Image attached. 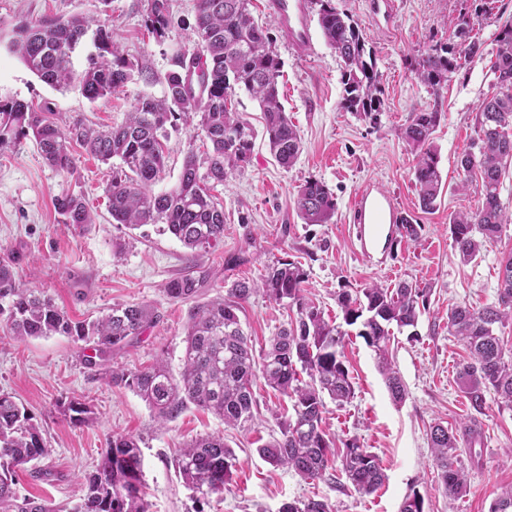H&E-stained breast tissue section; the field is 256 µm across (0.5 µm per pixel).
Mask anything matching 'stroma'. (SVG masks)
<instances>
[{
    "label": "stroma",
    "instance_id": "stroma-1",
    "mask_svg": "<svg viewBox=\"0 0 512 512\" xmlns=\"http://www.w3.org/2000/svg\"><path fill=\"white\" fill-rule=\"evenodd\" d=\"M264 2L253 0V15L272 28L282 62L280 100L300 132L302 151L291 169L281 168L269 151L258 102L237 91L233 102L255 138L250 162L218 188L224 203L222 243L193 251L158 225L130 229L113 223L105 194L112 175L108 165L77 148L73 173L60 172L44 162L32 140L23 139L0 145V262L12 265L26 286L46 291L76 320L102 316L117 304L152 307L156 317L150 327L111 353L106 364L134 371L163 358L175 374L182 368L191 305L169 300L164 286L191 264L211 270L203 294L210 300L224 295L234 281L260 280L277 260L298 261L307 273L304 287L310 297L338 324L343 321L336 304L340 290L356 292L374 282L394 288L404 281L429 289L416 336L398 332L390 342L407 388L405 399H391L373 349L351 326L345 356L355 395L342 406L326 404V434L337 442L358 438L375 453L386 474L384 486L376 494L361 495L339 472L306 481L265 462L257 448L261 440L278 435L275 414L290 401L264 380L253 386L256 419L250 426H225L190 403L161 427L138 395L106 382L86 365L84 343L52 336L23 343L0 340V391L28 409L49 448L48 456L20 473L16 491L19 497L71 512L83 494L81 477L95 470L113 435L129 434L141 449L150 512H278L283 503L309 497L328 502L333 512H400L414 490L423 497L425 512H489L502 488L512 486V464L505 460L512 448V407L488 400L479 418L480 442L460 447L468 491L459 498L445 495L437 483L429 428L438 421L455 428L470 416L457 380L467 353L448 333V311L460 304L476 309L494 304L499 260L512 252L511 223L493 248L461 264L448 224L450 214L482 203L480 180L457 191V161L470 149L480 101L492 91L496 37L512 21V0H335L364 28L382 75L384 107L374 126L342 109L341 60L320 28L312 30L313 54L298 57ZM148 7V0H0V98L49 108L64 128L79 120L96 129L123 123L139 96L163 95L176 51L194 45L195 0H170L172 23L160 40L145 27ZM77 13L113 25L126 56L138 66L133 80L109 99L92 103L78 90L42 82L5 46L17 25ZM462 31L480 42L481 54L440 95H431L414 66L434 47L456 43ZM432 108L444 114L434 144L445 189L436 210L425 213L414 183V155L400 130L410 113ZM203 138L201 129L182 123L168 128L167 169L153 193L177 184L186 156ZM309 179L324 182L336 198L330 223L306 224L297 216V190ZM373 182L395 199L402 215L420 222L418 240L397 239L380 262L363 258L349 224L353 198ZM66 190L83 194L94 224L78 229L62 223L55 200ZM288 313L259 293L244 303L239 317L260 351ZM74 396L85 397L92 407L86 423L71 422L57 408ZM211 433L223 434L235 452L236 467L223 495L204 498L183 483L173 458L191 439Z\"/></svg>",
    "mask_w": 512,
    "mask_h": 512
}]
</instances>
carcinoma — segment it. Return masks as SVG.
<instances>
[{
    "label": "carcinoma",
    "instance_id": "carcinoma-1",
    "mask_svg": "<svg viewBox=\"0 0 512 512\" xmlns=\"http://www.w3.org/2000/svg\"><path fill=\"white\" fill-rule=\"evenodd\" d=\"M317 22L327 45L343 63L342 108L376 123L382 108V88L365 31L333 0H319ZM251 0H196L192 26L195 46L176 55V70L166 77V92L156 98L141 95L124 123L95 130L77 121L63 130L52 112L40 111L24 101L0 99V145L29 138L44 161L63 171L73 170L71 144L112 167L107 187L109 213L117 224L136 228L160 224L162 231L186 248L201 251L224 240V206L213 194L228 174L250 161L254 131L236 111L235 88L257 99L264 115V132L278 164L292 167L301 152L299 131L280 101L278 78L281 60L273 49L270 28L259 24L250 10ZM171 23L169 0H149L145 25L155 38L164 37ZM94 51L77 70L74 55L88 32ZM114 28L94 17L72 15L25 22L14 30L7 49L46 84L74 88L90 101L108 99L134 76L135 65L124 54ZM464 40L439 47L417 62L416 74L434 95L448 87L480 51V43L463 32ZM492 64L495 92L480 104L474 150L457 162L462 177L457 188L468 187L479 174L483 187L481 207L457 212L450 218L454 246L463 264L497 243L508 218L499 200V187L507 163L512 161V24L504 25L496 39ZM442 118L435 109L410 114L402 131L415 155L413 174L419 187L420 208L437 206L443 184L440 157L432 135ZM198 120L209 147L202 155L188 153L177 186L154 194L151 186L165 168L162 139L166 124ZM306 224H326L336 211L334 194L318 179H309L294 201ZM55 209L66 224H90L92 217L82 196L65 192ZM307 278L300 263L279 261L268 267L258 283L235 281L227 297L196 305L189 317L180 377L159 361L144 370H111L105 378L133 390L155 412L159 423L194 403L224 420L228 427H246L254 420L252 385L256 377L292 401V414L278 417L280 435L258 448L275 467L292 468L305 480L322 478L336 466L354 491L378 492L385 473L377 456L357 438L334 446L322 429L325 399L342 406L355 389L344 363L345 332L325 319L305 295ZM211 280L210 269L196 264L170 280L164 293L171 300L198 298ZM295 309L293 318L278 328L269 347L255 355L238 311L257 293ZM428 293L406 282L391 290L373 284L362 294L336 293L346 325L361 324L358 336L376 352L378 366L394 401L405 397L404 383L389 360L394 331L416 327L426 310ZM6 317L4 335L17 341L66 336L93 346L103 356L127 346L153 323L154 311L143 304L116 305L105 315L78 321L59 309L43 291L16 282L12 270L0 265V317ZM512 319V253L500 261L497 303L474 309L457 305L448 311V332L462 342L467 360L458 371L461 389L474 415L460 433L437 422L430 427L433 466L444 491L461 497L468 491L467 475L457 463L459 436L480 440L477 416L484 414L487 395L512 406V359L505 358L504 341L494 326ZM63 412L74 423L89 420L85 402L71 399ZM49 448L40 426L12 396L0 392V512H56L46 503L17 496L16 473L24 465L45 457ZM183 482L203 495H218L235 468L233 450L222 434L195 438L173 460ZM84 494L74 512H149L144 498L141 449L131 435H116L94 472L84 476ZM279 512H332L323 500H293ZM490 512H512V486L504 488Z\"/></svg>",
    "mask_w": 512,
    "mask_h": 512
}]
</instances>
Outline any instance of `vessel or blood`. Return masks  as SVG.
Masks as SVG:
<instances>
[{
    "mask_svg": "<svg viewBox=\"0 0 512 512\" xmlns=\"http://www.w3.org/2000/svg\"><path fill=\"white\" fill-rule=\"evenodd\" d=\"M273 15L288 37L293 52L300 56L312 52L311 0H266ZM401 214L392 196L378 186L359 193L351 207L350 221L365 256L390 252Z\"/></svg>",
    "mask_w": 512,
    "mask_h": 512,
    "instance_id": "b4317fda",
    "label": "vessel or blood"
}]
</instances>
